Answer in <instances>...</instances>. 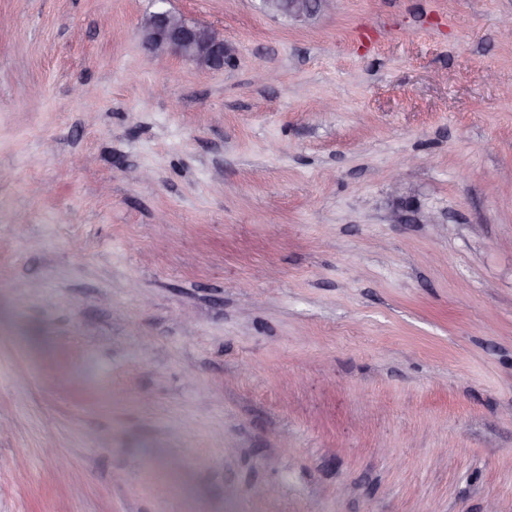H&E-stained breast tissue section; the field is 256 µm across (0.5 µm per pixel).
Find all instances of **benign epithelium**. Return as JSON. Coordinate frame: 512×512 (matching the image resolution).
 <instances>
[{"label": "benign epithelium", "mask_w": 512, "mask_h": 512, "mask_svg": "<svg viewBox=\"0 0 512 512\" xmlns=\"http://www.w3.org/2000/svg\"><path fill=\"white\" fill-rule=\"evenodd\" d=\"M272 14L307 19L330 8L335 0H261ZM140 38L151 54L169 53L202 69H221L228 62L224 35L216 28L191 23L171 11L145 15L139 25Z\"/></svg>", "instance_id": "7a95c632"}]
</instances>
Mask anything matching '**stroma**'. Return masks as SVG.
Here are the masks:
<instances>
[{"label": "stroma", "instance_id": "obj_1", "mask_svg": "<svg viewBox=\"0 0 512 512\" xmlns=\"http://www.w3.org/2000/svg\"><path fill=\"white\" fill-rule=\"evenodd\" d=\"M510 16L0 0V512H512ZM144 47L150 54L169 53L202 69H221L229 62L224 35L216 28L188 22L172 11L145 15L139 25Z\"/></svg>", "mask_w": 512, "mask_h": 512}]
</instances>
